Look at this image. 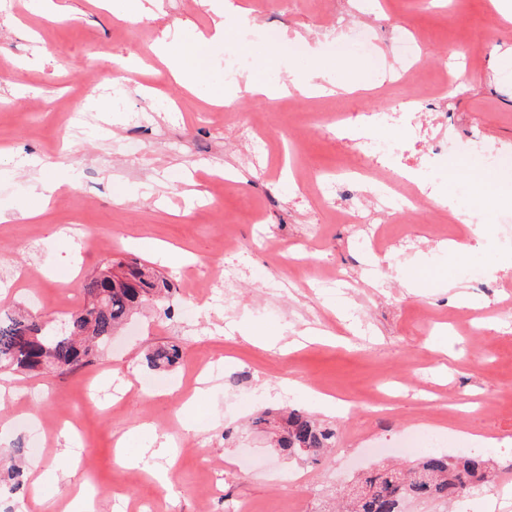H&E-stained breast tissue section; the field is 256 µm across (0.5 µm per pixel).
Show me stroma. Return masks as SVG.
<instances>
[{"instance_id": "35a3bbf8", "label": "stroma", "mask_w": 512, "mask_h": 512, "mask_svg": "<svg viewBox=\"0 0 512 512\" xmlns=\"http://www.w3.org/2000/svg\"><path fill=\"white\" fill-rule=\"evenodd\" d=\"M61 17L32 11L30 0H0V312L38 311L51 318L86 302L82 283L105 267L138 260L172 280L171 316L144 307L91 363L61 374L12 370L25 394L0 400V512H62L73 497L94 512H316L341 484L339 461L356 479L406 455L360 457L374 441L430 431L444 455L458 441L481 448L493 478L512 477V247L501 241L512 195L475 209L484 237L465 263L436 235L437 215L422 205L411 215H381L386 247L364 252L353 225L314 193V173L342 172L348 147L336 136V114L383 111L435 86L427 106L448 141L455 172L441 194L474 189L488 163L481 140L512 154V22L490 0H242L257 22L251 38L227 33L199 64L191 93L154 72L162 34L210 33L224 20V0H151V18L117 19L100 0H55ZM366 30L380 56L393 55L403 34L424 51L412 80L374 73L352 57L354 90L336 84L341 58L334 40ZM280 53L265 58L268 43ZM243 55L260 81L300 75L322 82L318 97L273 100L238 94L229 107L207 104L227 92L224 56ZM136 55L146 67L119 80L116 57ZM463 67L446 85V70ZM126 100L111 108L113 92ZM287 132L267 163L242 162L241 126L252 117ZM75 179L76 188L66 187ZM61 182L35 220L24 211L40 181ZM480 272L464 276L465 266ZM242 275L229 307L211 288L224 269ZM383 267L381 281L367 271ZM339 270L354 286L353 309L329 301L318 280ZM293 281L294 294L271 298L273 282ZM492 322L489 330L478 321ZM177 343L189 361L221 365L199 406L182 408L195 388L191 369H150L145 356ZM393 399L383 411L368 403L371 387ZM336 408L321 407V395ZM304 409L336 427L341 459L315 464L280 453L250 421L264 410ZM74 432L79 476L54 481L63 430ZM183 434L166 459L121 463L118 447L136 450L153 435ZM496 439L482 447L481 437ZM38 460L35 474L12 479V459ZM168 470L170 489L155 471Z\"/></svg>"}]
</instances>
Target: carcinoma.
Wrapping results in <instances>:
<instances>
[{"label":"carcinoma","instance_id":"1","mask_svg":"<svg viewBox=\"0 0 512 512\" xmlns=\"http://www.w3.org/2000/svg\"><path fill=\"white\" fill-rule=\"evenodd\" d=\"M89 302L63 318L70 330L62 334L57 322L36 315H0V367L26 372L53 368L70 372L99 356L114 330L145 304L166 306L172 288L166 278L144 263L127 266L119 274H97L83 283ZM182 357L177 344L156 348L147 357L155 369L175 365ZM260 428H271L272 444L288 456L318 461L336 445V427L323 424L311 415L290 410L274 418L264 411L252 421ZM488 481V461L480 455L450 460L429 455L415 465L385 467L345 486L337 512H402L403 500L416 499L456 502L468 482Z\"/></svg>","mask_w":512,"mask_h":512}]
</instances>
